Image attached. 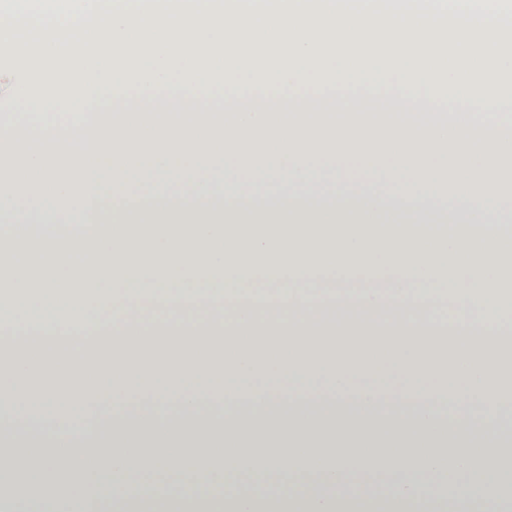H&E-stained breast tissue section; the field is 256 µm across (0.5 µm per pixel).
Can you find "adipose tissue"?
I'll list each match as a JSON object with an SVG mask.
<instances>
[{"instance_id":"ef3b65f1","label":"adipose tissue","mask_w":512,"mask_h":512,"mask_svg":"<svg viewBox=\"0 0 512 512\" xmlns=\"http://www.w3.org/2000/svg\"><path fill=\"white\" fill-rule=\"evenodd\" d=\"M287 169L279 193L218 191L210 171ZM512 155L448 152L232 151L88 162L85 171L23 186L0 182V414L39 418L63 409L88 426L87 451L63 435H17L0 447V512L35 487V512L70 490L78 512H439L423 478L458 484L503 479L512 446L495 432L451 438L443 405L512 411L499 390L512 377ZM176 166L191 178L168 193L116 204V179ZM381 168L405 189L326 195L304 190L313 171ZM456 189L438 200L437 180ZM69 201L72 226L50 202ZM464 310L453 324L407 320L426 302ZM282 308L258 316L261 306ZM194 317L150 320L159 308ZM78 311L51 324L44 310ZM125 312L123 323L102 321ZM46 336L83 346L79 358ZM408 414L381 423L368 408L380 384ZM266 398L332 394L356 412L198 416L203 398L240 390ZM174 403L179 418L108 420L105 403ZM402 474L386 492L353 490L349 474ZM308 475L312 489L245 495L235 476Z\"/></svg>"}]
</instances>
